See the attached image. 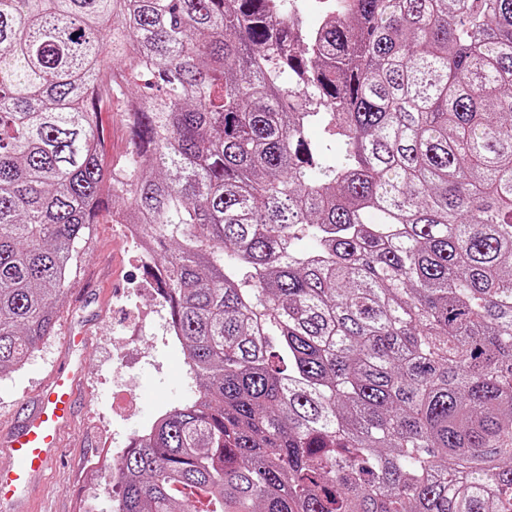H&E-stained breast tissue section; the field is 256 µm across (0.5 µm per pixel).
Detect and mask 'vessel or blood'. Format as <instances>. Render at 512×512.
<instances>
[{
	"instance_id": "vessel-or-blood-1",
	"label": "vessel or blood",
	"mask_w": 512,
	"mask_h": 512,
	"mask_svg": "<svg viewBox=\"0 0 512 512\" xmlns=\"http://www.w3.org/2000/svg\"><path fill=\"white\" fill-rule=\"evenodd\" d=\"M78 366L63 365L50 376L36 407L0 436L12 460L0 473V507H11L31 494L35 480L49 466L60 446L59 429L74 413Z\"/></svg>"
}]
</instances>
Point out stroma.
I'll return each instance as SVG.
<instances>
[{"mask_svg": "<svg viewBox=\"0 0 512 512\" xmlns=\"http://www.w3.org/2000/svg\"><path fill=\"white\" fill-rule=\"evenodd\" d=\"M137 252L125 244L118 225H93L78 258L70 288L57 307L55 332L19 371L0 376V435L36 403L54 369L81 366L72 419L60 431L61 446L50 468L35 482L30 512H106L115 487L112 463L104 461L96 479L88 462L102 449L124 448L129 433L152 420L162 404L190 395L182 348L167 343V314L146 335L134 333L132 312L148 304ZM85 327L82 347L67 332ZM130 347L137 360L131 374L115 373L117 350Z\"/></svg>", "mask_w": 512, "mask_h": 512, "instance_id": "1", "label": "stroma"}]
</instances>
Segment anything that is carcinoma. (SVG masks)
Instances as JSON below:
<instances>
[{"mask_svg":"<svg viewBox=\"0 0 512 512\" xmlns=\"http://www.w3.org/2000/svg\"><path fill=\"white\" fill-rule=\"evenodd\" d=\"M296 7L0 0V375L120 215L193 397L106 512H512V0ZM123 109H125L124 101L118 103L112 99V103H104L98 118L100 126L111 132L112 143L105 140V146L108 153L117 159L124 158L128 152L127 134L120 114Z\"/></svg>","mask_w":512,"mask_h":512,"instance_id":"carcinoma-1","label":"carcinoma"}]
</instances>
